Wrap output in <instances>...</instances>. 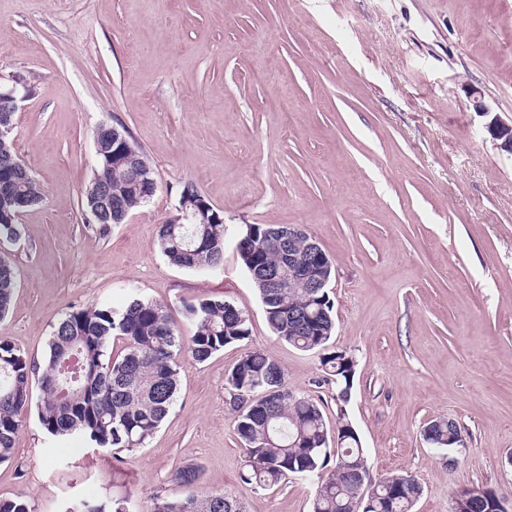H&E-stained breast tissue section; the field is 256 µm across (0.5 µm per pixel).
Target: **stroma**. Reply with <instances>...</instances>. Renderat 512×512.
<instances>
[{
	"mask_svg": "<svg viewBox=\"0 0 512 512\" xmlns=\"http://www.w3.org/2000/svg\"><path fill=\"white\" fill-rule=\"evenodd\" d=\"M0 75L30 94L14 117L20 159L44 193L0 242L18 288L0 339L42 358L74 307L140 296L166 306L223 298L249 341L183 362L176 399L132 452L56 444L28 412L0 499L37 512L176 496V469L245 512H311L318 476L244 484L226 379L268 352L289 388L346 415L370 480L412 474L413 512H452L461 488L491 487L512 512V155L487 134L474 93L512 120V0H0ZM125 127L157 181L109 230L86 223L81 191L99 125ZM193 182L224 215V266L188 271L157 230ZM245 224H295L328 252L336 333L356 361L350 400L323 381L321 352L274 337L236 250ZM449 420L462 446L432 447ZM450 422V421H449ZM458 430L453 422L440 420L430 422L425 431L424 436L427 442L436 448L450 449L460 445L462 438H458Z\"/></svg>",
	"mask_w": 512,
	"mask_h": 512,
	"instance_id": "35a3bbf8",
	"label": "stroma"
}]
</instances>
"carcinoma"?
I'll return each instance as SVG.
<instances>
[{
    "instance_id": "obj_1",
    "label": "carcinoma",
    "mask_w": 512,
    "mask_h": 512,
    "mask_svg": "<svg viewBox=\"0 0 512 512\" xmlns=\"http://www.w3.org/2000/svg\"><path fill=\"white\" fill-rule=\"evenodd\" d=\"M99 189L114 204L139 208L144 187L136 170L112 166L98 157L85 186L83 204L100 228L119 221L110 207L94 203ZM43 202V194L29 168L19 164L14 150L0 153V237H19L14 212ZM212 224H161L158 240L170 264L189 271H217L224 261L226 224L223 213L210 207ZM282 244L264 224L251 225L236 244L240 260L261 299L267 324L277 339L303 351H326L335 330L334 304L324 292L304 288H269L266 279L276 266ZM18 285L16 267L0 258V318L11 307ZM185 317L195 327L183 341L164 305L132 298L123 307L88 306L65 313L54 325L47 351L40 361L29 358L6 340H0V462L9 460L24 414L36 404L40 428L52 439L79 438L86 444L113 451L145 446L168 415L176 398L180 365L186 355L201 364L224 347L250 339L246 313L224 299L187 303ZM124 343L122 354L112 356V341ZM322 365L339 383L337 399L346 395L354 371L340 353L326 352ZM40 397L33 400V382ZM230 405L237 413L236 432L242 441L249 470L248 485L275 486L290 475L324 469L336 457L334 470L322 480L312 512H353L355 470L369 469L358 434L346 427L338 413L337 428L345 439L327 444V427L320 404L300 395L286 382L282 366L267 352L244 354L227 378ZM424 436L431 445L450 449L460 445L454 423L430 422ZM174 480L186 490L180 498H157L150 512H243L237 497L198 490V469H179ZM420 483L408 473L395 480L389 475L372 485L366 497L370 512H412ZM474 512H496L501 496L492 488L476 489ZM0 512H36L26 498L0 499ZM74 512H129L128 499L99 506L83 503Z\"/></svg>"
}]
</instances>
